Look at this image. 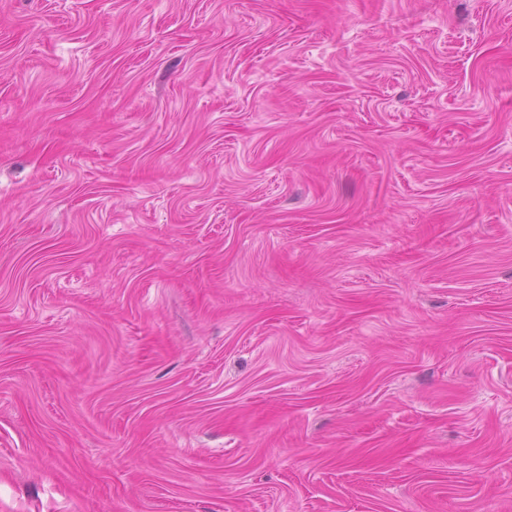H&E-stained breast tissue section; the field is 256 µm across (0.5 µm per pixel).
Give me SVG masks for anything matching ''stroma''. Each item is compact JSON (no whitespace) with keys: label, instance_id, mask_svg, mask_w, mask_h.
I'll return each mask as SVG.
<instances>
[{"label":"stroma","instance_id":"stroma-1","mask_svg":"<svg viewBox=\"0 0 512 512\" xmlns=\"http://www.w3.org/2000/svg\"><path fill=\"white\" fill-rule=\"evenodd\" d=\"M0 512H512V0H0Z\"/></svg>","mask_w":512,"mask_h":512}]
</instances>
